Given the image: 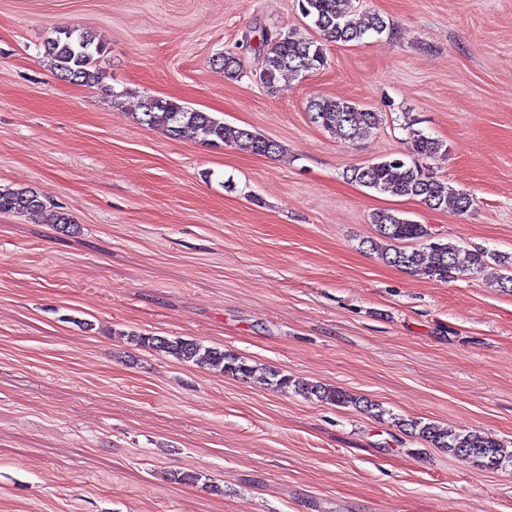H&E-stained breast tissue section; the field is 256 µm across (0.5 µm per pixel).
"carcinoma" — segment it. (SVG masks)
Returning <instances> with one entry per match:
<instances>
[{
  "label": "carcinoma",
  "mask_w": 512,
  "mask_h": 512,
  "mask_svg": "<svg viewBox=\"0 0 512 512\" xmlns=\"http://www.w3.org/2000/svg\"><path fill=\"white\" fill-rule=\"evenodd\" d=\"M298 8L301 15L311 21L319 37L262 34L255 77L268 90L282 81L326 67L328 44L361 42L390 29L380 14L357 9L353 0H298ZM103 54L104 47L95 42L90 32L74 27L56 30V36L44 43V55L53 70L59 77L76 84L99 86L105 83L107 74L99 64ZM217 62L231 77L243 73V61L233 51L224 52L217 57ZM138 109L140 123L160 129L174 140L193 139L205 145L229 146L257 155L271 156L281 152V146L274 140L246 128L228 125L207 112L191 109L172 99L145 96L139 101ZM307 109L313 123L344 141L365 140L381 124V113L349 100L316 97L308 102ZM415 125L416 120L406 119V151L351 167L346 170L347 180L394 197L417 199L432 210L450 207L459 214L466 213L474 205L473 196L448 185L430 167L422 164L424 159L436 161L447 156L448 145ZM46 212L47 206L35 190L0 185V213H24L37 219ZM372 223L377 226L379 239L369 241V249L393 266L422 279L446 282L457 273L477 274L495 264L501 268L497 280L499 288L512 292V252L482 248L463 250L452 242L435 241L426 225L407 219L394 209L374 213ZM409 242H418L420 246L409 247ZM129 339L136 346L162 356L200 368H218L226 375L253 380L277 392L286 394L291 391L306 399L335 406L362 404L365 411L374 412L379 419L387 414V410L379 405L366 404L363 398L349 391L294 378L271 367L251 365L233 353L194 339L134 334ZM396 425L435 448L448 449L461 460H471L490 469L507 463L512 465V454H505L501 444L478 431L440 428L419 419L399 418Z\"/></svg>",
  "instance_id": "obj_1"
}]
</instances>
